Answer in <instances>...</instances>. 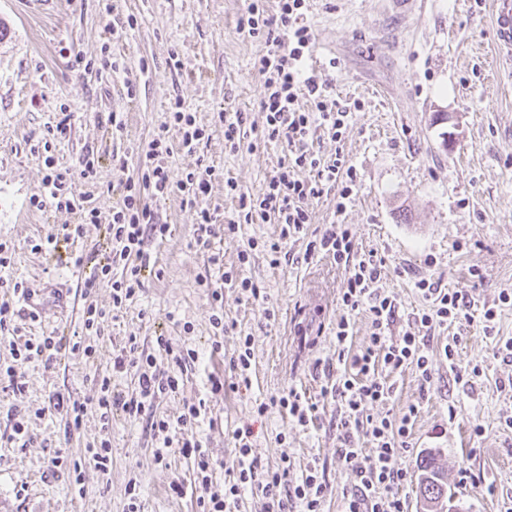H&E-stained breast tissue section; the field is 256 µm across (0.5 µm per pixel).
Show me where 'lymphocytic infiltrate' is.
<instances>
[{
	"label": "lymphocytic infiltrate",
	"mask_w": 512,
	"mask_h": 512,
	"mask_svg": "<svg viewBox=\"0 0 512 512\" xmlns=\"http://www.w3.org/2000/svg\"><path fill=\"white\" fill-rule=\"evenodd\" d=\"M305 0H278L276 14H267L258 0H250L244 17L239 22L240 31L248 35L265 34L272 49L256 63L264 78L265 91L260 108L266 114V124L261 137L267 142H281L289 147L288 160L268 178L261 191L255 195H239L234 218L228 219L225 234L238 233L241 225L253 224L267 217L276 218L280 226L278 240L266 242L265 250L272 264H279L282 244L288 239L305 233L310 222L308 200L320 196L325 186L336 189V208L345 210L352 199L357 172L347 164L344 155H337L329 163H322L306 148L307 141L316 128L326 129L332 138L342 136L347 113L329 105L327 85L307 71L305 60L314 45V35L304 21ZM286 46V53H279V46ZM307 96L309 108H300L298 99ZM71 114H64L52 133V141L44 142L47 156L44 160L47 173L43 191L31 199L32 207H55L75 212L79 221L62 225V237L71 240L81 236L84 223H106L111 241L109 252L97 265V270L82 284L84 296H91L101 284L112 288V308L121 310L132 301L144 286V273L149 269L151 256L145 245L151 239H166L169 225L160 223L147 202L148 197H180L182 205L196 209L198 215L194 243L198 250L207 252L208 262L214 267L216 279H204L208 295L216 308L211 317L213 328L224 327V287L238 289L250 298L260 300L265 291L251 278L238 271L225 269L220 254L211 252L210 238L214 233L217 216L206 203L210 183L215 179V167L198 163L190 171L174 174L168 164L172 152L166 132L159 127L139 156L138 178L126 179L122 184V200L112 210L110 219H102L92 207L90 193L78 190V182L97 177L95 153L85 150L74 169L59 168L51 156L53 140L70 136ZM312 170V178H304L305 170ZM307 255L320 254L333 260L346 274V283L340 297L347 311L346 317L336 323V349L344 370L337 377L328 379L323 393L339 405L336 416L337 454L339 460L350 467L355 483L341 495L340 512H406L404 500L398 489L408 480V471L400 463L402 450L409 446L411 428L418 413L417 405H409L402 416H375L369 414V404L390 399L394 385L388 376L406 367L415 368L422 383L433 378L428 349L429 330L456 322L471 305L469 295L460 289H447L438 282L424 278L415 287L427 302L428 309L418 316L421 333L404 332L399 339H392L389 330L395 320L397 303L392 296L379 291L384 265L373 256L361 254L355 235L349 225H330L322 234L307 244ZM365 312L371 321V333L365 346L351 350L353 333L348 316ZM157 351L153 354L139 352L137 343L118 350L112 355L113 374L135 371L138 389L129 396L112 391L111 376L99 382L97 405L103 424H110L114 411L128 416L141 415L146 406L152 405L162 395L178 390L183 375L196 359L193 349L175 344L170 337L156 339ZM83 353L93 357V345L80 341L67 343L58 336H42L38 340L11 345L12 366L5 374L13 390H22L14 370L15 364L35 360L50 362L62 350ZM206 414L205 401H188L177 422L166 419L152 421L155 436L162 444L156 450V461H163L169 448L178 447L181 454L192 459L198 482L199 512H239L246 492H258L264 500V512H322L327 485L317 467L310 466L301 476H294L290 458H282L276 468L263 467L253 449L251 427L234 430L236 459L226 469L223 483L213 481L215 464L204 450L196 428ZM370 443L374 454L363 457V443Z\"/></svg>",
	"instance_id": "1"
}]
</instances>
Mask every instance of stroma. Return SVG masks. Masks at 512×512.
Listing matches in <instances>:
<instances>
[{"mask_svg": "<svg viewBox=\"0 0 512 512\" xmlns=\"http://www.w3.org/2000/svg\"><path fill=\"white\" fill-rule=\"evenodd\" d=\"M0 0V241L16 246L11 276L33 293L37 321L17 320L12 338L24 342L54 332L73 339L83 327L85 301L72 295L78 278L67 251L32 252L31 242L45 239L75 214L53 207L42 211L30 199L43 190L46 174L39 142L62 113L72 115L68 140L58 143L60 166H73L84 147L100 156L94 205L109 215L120 199L108 183L137 174V156L159 126H166L173 171L194 169L205 157L218 171L207 203L219 220L235 214L226 182L238 192L255 194L274 174L288 148L257 142L265 124L259 102L264 79L254 62L270 45L265 36L241 33L239 20L249 0ZM492 0H307L305 20L315 41L307 60L329 85V97L349 116L341 140L317 133L309 148L322 160L344 152L357 170L353 199L337 212L333 192L308 203V233L347 224L362 252L385 262L379 283L398 306L393 334H402L425 302L414 288L425 278L443 287L463 289L475 304L466 318L435 330L430 341L433 380L421 385L413 368L391 375V399L368 405L373 415H402L419 406L412 445L401 461L411 474L398 490L407 512H420L415 476L425 452L439 453L448 468V486L459 512H512V433L500 424L512 418V363L495 357V342L483 331L482 308L497 305L496 327L512 337V304H499L502 290H512V78L496 68L497 50L491 19ZM136 26H128V19ZM122 29L121 38L109 27ZM68 47L83 55L90 70H77L61 55ZM112 57L117 73L104 71ZM134 90H127V83ZM181 99L212 136L202 154L182 147V132L167 126L168 107ZM242 112L245 144L224 148L218 112ZM120 113L121 133L111 134L108 112ZM125 154L126 172L113 170L112 152ZM161 220L171 226L165 241L149 243L152 271L126 309L114 311L112 290L98 289L93 302L107 310L97 353L88 359L69 354L52 364L33 361L18 366L23 391L0 383V512H127L129 481L143 487L140 512H197L192 460L170 448L155 462L158 442L152 420H176L188 400L204 399L211 427L205 450L223 481L235 460L234 430L250 425L261 463L276 466L290 457L296 471L315 465L332 488L324 512H339L342 490L354 475L336 455V406L321 394L324 362L337 358L334 328L345 273L331 259L306 256V239L284 244L287 260L271 265L262 241L277 237L274 221L246 224L234 235L217 234L213 251L225 265H237L250 250L243 274L264 288L256 301L237 289L224 291V335L210 323L213 305L200 281L209 273L205 256L194 245L195 210L178 198L154 201ZM258 248H249V240ZM181 325H173L169 312ZM193 348L198 358L178 392L162 396L137 417L112 416V467L101 473L82 468L74 485L66 472L51 474L54 449L82 459L101 435L98 382L111 375L114 392L137 387L134 373L112 374V353L136 337L155 352L159 335ZM252 339L248 383L211 392L208 378L229 376V359L239 336ZM458 337L455 362L443 353L449 337ZM221 351H214V343ZM481 366L479 376L463 385L456 371ZM295 389L316 406L313 423L298 426L273 409L257 415L264 398ZM61 392L83 402L78 430L66 432L65 418L48 411V397ZM24 415L32 437L27 447L11 442L9 408ZM476 482H461V471ZM183 497L169 493L172 481Z\"/></svg>", "mask_w": 512, "mask_h": 512, "instance_id": "stroma-1", "label": "stroma"}]
</instances>
